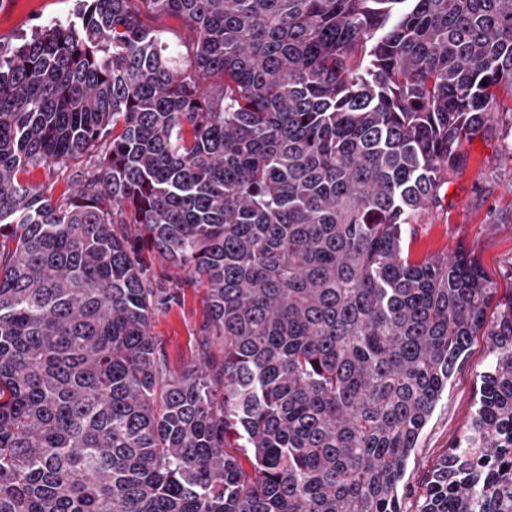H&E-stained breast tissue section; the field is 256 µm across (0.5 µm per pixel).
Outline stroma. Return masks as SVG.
Instances as JSON below:
<instances>
[{
  "label": "stroma",
  "instance_id": "obj_1",
  "mask_svg": "<svg viewBox=\"0 0 512 512\" xmlns=\"http://www.w3.org/2000/svg\"><path fill=\"white\" fill-rule=\"evenodd\" d=\"M77 7V0H0V51L12 50L35 30L71 17ZM505 104L506 111L493 113L463 142L462 163L449 171L445 195L416 214L410 244L415 260L466 250L496 289L487 311L491 318L499 303L512 299V97ZM143 256L154 281L185 291L183 302L156 313L151 326L171 371L177 372L197 357L194 338L206 294L188 285L184 268L153 251ZM489 361L484 337H474L408 459L404 481L412 489L421 487L470 423Z\"/></svg>",
  "mask_w": 512,
  "mask_h": 512
}]
</instances>
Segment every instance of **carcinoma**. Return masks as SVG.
<instances>
[{
	"instance_id": "1",
	"label": "carcinoma",
	"mask_w": 512,
	"mask_h": 512,
	"mask_svg": "<svg viewBox=\"0 0 512 512\" xmlns=\"http://www.w3.org/2000/svg\"><path fill=\"white\" fill-rule=\"evenodd\" d=\"M501 88L512 0H79L0 52V512H405L480 332L414 512H512V300L405 251ZM144 244L208 287L178 373ZM153 26L160 31L163 40L172 45H184L196 39V31L177 18L161 17L152 19ZM66 168L59 170V166H51L50 170L47 167H40L33 171V180L46 185H51L55 197H57L65 188L66 181L64 179L70 176V170H66V174L62 173ZM489 361L485 336H475L408 459L404 482L412 489L421 487L426 474L470 423Z\"/></svg>"
}]
</instances>
